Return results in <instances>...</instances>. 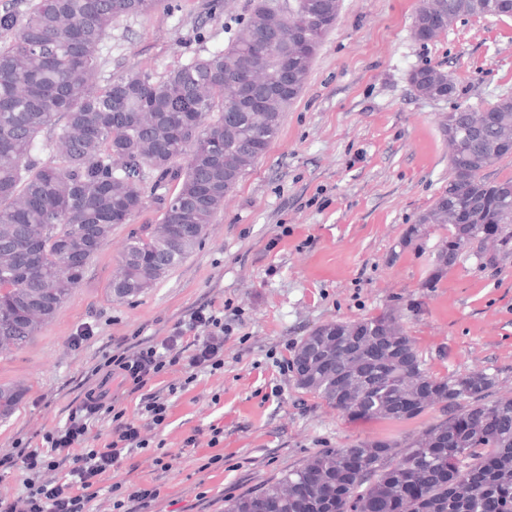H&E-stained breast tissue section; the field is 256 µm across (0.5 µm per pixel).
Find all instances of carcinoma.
Masks as SVG:
<instances>
[{
    "instance_id": "1",
    "label": "carcinoma",
    "mask_w": 512,
    "mask_h": 512,
    "mask_svg": "<svg viewBox=\"0 0 512 512\" xmlns=\"http://www.w3.org/2000/svg\"><path fill=\"white\" fill-rule=\"evenodd\" d=\"M16 0L0 7V354L27 345L82 283L92 258L148 200L161 224L127 239L114 279L117 298L139 295L183 263L242 176L277 139L283 113L301 93L313 58L335 27L339 4L306 25L293 0L289 40L308 49L291 60L288 91L277 89L280 62L260 56L265 0H252L230 45L179 63L156 80L129 70L96 83L99 48L121 17L147 14L161 0ZM464 15L512 17V0H420L414 32L432 41ZM255 73L262 106H242L235 79ZM429 98L455 91L448 73L410 74ZM63 122H58V119ZM448 188L418 224L446 231L435 277L478 244L491 264L512 252V178L485 171L512 157V97L481 112L458 107L439 123ZM47 131L46 140H40ZM49 158L42 159L43 153ZM492 238L498 251L487 254ZM382 348L367 354L368 345ZM299 389L344 421L403 422L437 406L442 418L402 440L353 439L326 448L277 482L224 504V512H512V399L493 396L485 372L429 374L400 314L314 327L293 349ZM20 390L0 387V417Z\"/></svg>"
}]
</instances>
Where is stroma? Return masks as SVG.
Returning a JSON list of instances; mask_svg holds the SVG:
<instances>
[{
  "label": "stroma",
  "mask_w": 512,
  "mask_h": 512,
  "mask_svg": "<svg viewBox=\"0 0 512 512\" xmlns=\"http://www.w3.org/2000/svg\"><path fill=\"white\" fill-rule=\"evenodd\" d=\"M173 0L120 19L100 45L98 84L132 68L162 77L175 63L226 47L250 0ZM418 0H339L307 84L268 152L240 180L194 252L143 294L111 298L123 245L161 219L157 204L114 226L56 317L23 348L0 355V386L21 388L0 419V448L47 430L97 385L106 358L167 336L202 307L224 311V367L187 382L180 368L152 378L168 394L149 446L101 487L158 486L150 512H224L225 501L276 482L290 467L350 440L400 439L436 422L347 424L295 384L288 363L314 327L394 309L438 375L485 371L512 399V254L492 267L472 256L438 279L437 231H409L448 185L438 122L459 105L480 111L512 96V18L464 16L436 40L413 36ZM448 72L454 95L416 93L410 73ZM178 385L169 394L170 385ZM224 437L211 444L213 428ZM198 445L185 447L189 436ZM173 457L169 471L154 459Z\"/></svg>",
  "instance_id": "1"
}]
</instances>
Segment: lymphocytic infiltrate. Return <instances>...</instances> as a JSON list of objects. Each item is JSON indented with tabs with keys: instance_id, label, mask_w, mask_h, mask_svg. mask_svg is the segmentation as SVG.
Here are the masks:
<instances>
[{
	"instance_id": "1",
	"label": "lymphocytic infiltrate",
	"mask_w": 512,
	"mask_h": 512,
	"mask_svg": "<svg viewBox=\"0 0 512 512\" xmlns=\"http://www.w3.org/2000/svg\"><path fill=\"white\" fill-rule=\"evenodd\" d=\"M111 363L112 374L136 391L173 367L193 376L220 370L224 366V321L216 311L199 309L175 324L168 336L114 356ZM118 402V396L108 391L88 392L71 408L65 423L44 432L38 442L0 449L1 474L20 467L29 474L23 495L0 502V512H94L102 476L148 446L140 425L126 418ZM104 412L112 416L109 441L101 448L85 447L90 423Z\"/></svg>"
}]
</instances>
